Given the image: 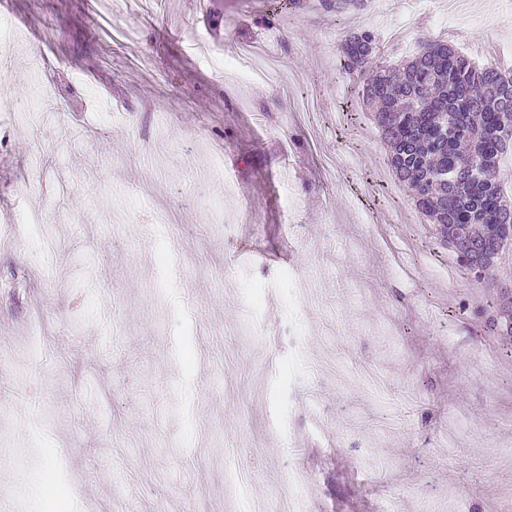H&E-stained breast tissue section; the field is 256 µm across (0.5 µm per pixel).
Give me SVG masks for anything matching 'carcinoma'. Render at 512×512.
Masks as SVG:
<instances>
[{"instance_id":"obj_1","label":"carcinoma","mask_w":512,"mask_h":512,"mask_svg":"<svg viewBox=\"0 0 512 512\" xmlns=\"http://www.w3.org/2000/svg\"><path fill=\"white\" fill-rule=\"evenodd\" d=\"M338 60L376 106L395 181L480 279L512 246V198L496 177L512 154V71L426 39L389 64L370 31L348 36Z\"/></svg>"}]
</instances>
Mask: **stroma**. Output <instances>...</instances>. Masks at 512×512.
Masks as SVG:
<instances>
[{
	"label": "stroma",
	"instance_id": "1",
	"mask_svg": "<svg viewBox=\"0 0 512 512\" xmlns=\"http://www.w3.org/2000/svg\"><path fill=\"white\" fill-rule=\"evenodd\" d=\"M0 512H504L512 251L483 280L336 65L512 70V0H0ZM279 58L276 82L228 67Z\"/></svg>",
	"mask_w": 512,
	"mask_h": 512
}]
</instances>
